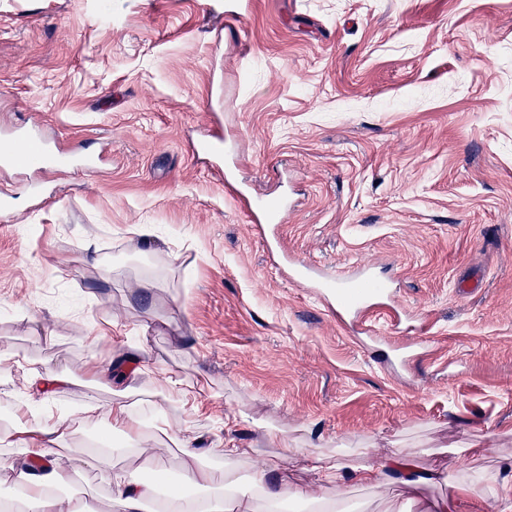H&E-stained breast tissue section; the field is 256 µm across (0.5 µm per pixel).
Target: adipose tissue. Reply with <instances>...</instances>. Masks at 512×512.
Returning <instances> with one entry per match:
<instances>
[{
  "label": "adipose tissue",
  "instance_id": "adipose-tissue-1",
  "mask_svg": "<svg viewBox=\"0 0 512 512\" xmlns=\"http://www.w3.org/2000/svg\"><path fill=\"white\" fill-rule=\"evenodd\" d=\"M70 382L67 374L42 362L33 363L26 370L23 390L17 393L19 420L15 432L19 446L31 449L32 454L11 465L9 478L24 490L25 512H83L80 502L57 492L64 480L58 468V457L61 450L69 446L73 427L68 415L53 410L51 399ZM83 412L87 417L108 420L121 428L126 453L144 452L154 441L165 447L179 448L188 465L185 476L191 482L196 479L193 467L202 456L230 460L239 454L238 448L225 443L220 436L208 449L196 447L194 437L185 430L157 436L135 421L128 405L120 402L105 407L91 399L85 403ZM390 472L403 475L405 484L414 489L435 478L434 473L419 472L406 458L394 455L369 464H337L324 472L323 479L334 483L348 473L359 483L375 486ZM102 478L109 487L110 505L114 512H147L149 504L156 498V483L145 476L108 468L103 470ZM229 502L234 504L237 512H254L251 501L242 499L229 480L224 483L223 495L205 502L186 495L182 490H174L163 512H225V505Z\"/></svg>",
  "mask_w": 512,
  "mask_h": 512
}]
</instances>
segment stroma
<instances>
[{"label": "stroma", "instance_id": "1", "mask_svg": "<svg viewBox=\"0 0 512 512\" xmlns=\"http://www.w3.org/2000/svg\"><path fill=\"white\" fill-rule=\"evenodd\" d=\"M0 0V150L39 120L101 153L89 176L0 170V437L28 364L67 373L61 495L109 512L87 397L182 424L167 379L201 391L191 433L250 490L283 472L336 512H417L512 467V0ZM234 13L227 26L225 13ZM224 115V174L188 145ZM293 207L282 255L340 273L376 261L428 345L404 376L333 311L275 275L249 217ZM140 224L155 235L142 241ZM152 287H144V280ZM146 356L127 394L95 365ZM401 452L437 483L411 492L323 468ZM83 457L84 465L70 459Z\"/></svg>", "mask_w": 512, "mask_h": 512}]
</instances>
